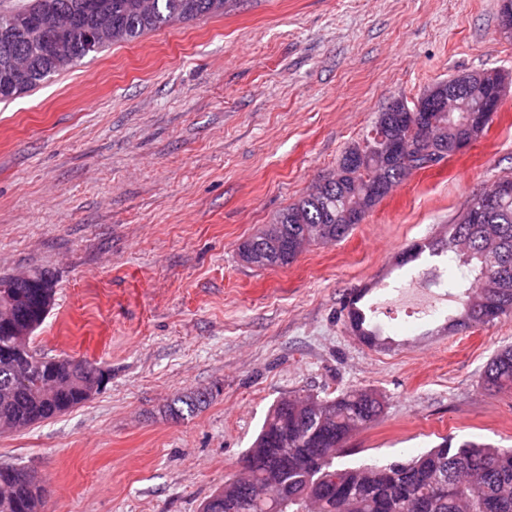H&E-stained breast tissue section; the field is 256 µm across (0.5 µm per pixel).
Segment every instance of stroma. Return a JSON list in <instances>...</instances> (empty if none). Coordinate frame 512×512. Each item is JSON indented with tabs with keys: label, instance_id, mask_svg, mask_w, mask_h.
Segmentation results:
<instances>
[{
	"label": "stroma",
	"instance_id": "1",
	"mask_svg": "<svg viewBox=\"0 0 512 512\" xmlns=\"http://www.w3.org/2000/svg\"><path fill=\"white\" fill-rule=\"evenodd\" d=\"M487 68L512 74L498 0H237L0 103V277L50 273L32 350L108 374L81 405L0 432V464L39 477L43 512H200L295 394L383 398L346 442L352 464L445 437L512 448V388L480 380L512 345V314L459 331L451 295L409 321L429 263L400 262L512 173V95L470 149L411 173L345 240L284 267L238 255L392 100ZM369 287L372 345L345 309ZM194 391L204 408L168 415Z\"/></svg>",
	"mask_w": 512,
	"mask_h": 512
}]
</instances>
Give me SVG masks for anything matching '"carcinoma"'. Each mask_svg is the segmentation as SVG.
Returning a JSON list of instances; mask_svg holds the SVG:
<instances>
[{"label": "carcinoma", "mask_w": 512, "mask_h": 512, "mask_svg": "<svg viewBox=\"0 0 512 512\" xmlns=\"http://www.w3.org/2000/svg\"><path fill=\"white\" fill-rule=\"evenodd\" d=\"M112 8V43L131 42L173 21L198 19L215 14L213 0H155L149 16L142 15L137 0H109ZM64 5L81 13L84 0H29L7 13H33L43 5ZM14 49L25 51L34 62V76L23 89L27 93L56 74L41 62L40 54L18 39ZM470 73L459 72L440 82L456 97L459 110L437 119L433 146L470 137L463 111L476 107L481 92L469 86ZM407 100L393 101L378 113L373 131L392 133L394 126L410 118ZM372 136L349 145L339 159L337 173L317 181L308 192L288 204L259 234L238 247L239 256L259 267L286 266L297 253L313 243L345 239L361 219L346 218L348 207L365 194L375 179L396 183L407 176L394 158L371 152ZM275 231L279 249L258 262L253 256L258 242ZM426 248L434 255L451 252L465 257L470 269L448 280V293L464 299L458 324H478L512 313V195L502 199L497 214L486 224H472L462 213L441 237ZM17 301L22 322L41 324L53 295L30 288L12 278H0ZM30 337L17 342L0 334V427L27 428L88 400L83 383L90 374L77 376L85 365L61 357H37L29 349ZM32 361L26 384L17 382L18 366ZM482 382L488 388L512 387V346L497 350L483 368ZM208 402L205 392L178 395L168 412L179 418L192 414ZM383 403L373 392L347 389L333 397L313 395L282 399L268 414L260 433L244 459L261 462L258 470L234 485L229 483L207 498L201 512H241L242 502L253 486L262 500L251 512H512V448H495L473 441L442 442L408 460L349 466L342 458L348 435L373 425ZM337 478L336 491L326 490L321 478ZM44 489L39 481L17 483L7 497L0 493V512H41Z\"/></svg>", "instance_id": "1"}]
</instances>
